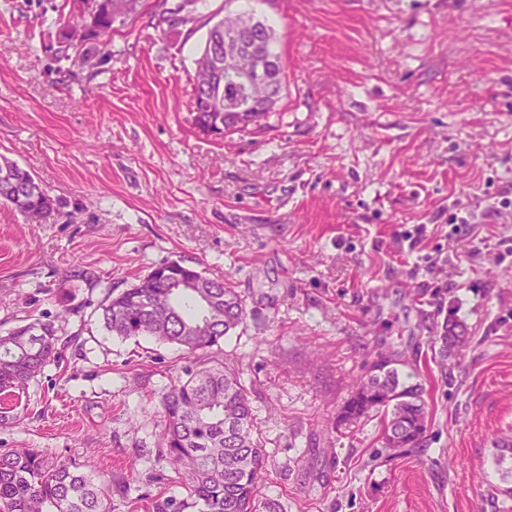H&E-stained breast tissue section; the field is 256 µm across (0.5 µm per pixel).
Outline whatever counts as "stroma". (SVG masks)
<instances>
[{
	"instance_id": "stroma-1",
	"label": "stroma",
	"mask_w": 512,
	"mask_h": 512,
	"mask_svg": "<svg viewBox=\"0 0 512 512\" xmlns=\"http://www.w3.org/2000/svg\"><path fill=\"white\" fill-rule=\"evenodd\" d=\"M139 0L108 64L55 61L70 0H0V155L56 210L0 204V336L56 317L60 357L0 425V448L94 463L112 512L185 489L157 446L178 346L102 325L107 297L181 260L226 278L243 322L213 360L252 389L263 491L287 512H512V0ZM275 30L281 100L204 134L194 59L214 17ZM474 212L452 224L450 211ZM66 319H59V312ZM462 324L440 370L431 336ZM395 360L427 411L385 450L383 417L336 430L367 364Z\"/></svg>"
}]
</instances>
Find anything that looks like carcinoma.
<instances>
[{"label": "carcinoma", "mask_w": 512, "mask_h": 512, "mask_svg": "<svg viewBox=\"0 0 512 512\" xmlns=\"http://www.w3.org/2000/svg\"><path fill=\"white\" fill-rule=\"evenodd\" d=\"M137 0H99L98 14L84 33L83 45L71 50L66 20L58 29V61L90 62L92 43L112 32L120 14L135 10ZM249 27L261 35L270 59L264 100L275 108L283 87L284 66L275 49L271 25L250 13L222 18L207 31L195 59L193 99L203 103L213 90L215 47L224 46V28ZM249 92L233 82L224 85V99L237 106ZM237 112H198L200 129L238 126ZM0 203L39 222L54 210L52 199L30 172L0 156ZM246 316V304L225 279L208 277L177 261L155 266L139 283L108 298L101 306L103 325L121 338L144 337L175 344L189 365L161 399V452L179 476L186 495L152 500V512H286L281 498L260 493L266 450L257 437L251 390L224 364L207 365L204 353L220 344ZM440 356L465 357L468 337L462 325L445 322L433 336ZM54 321L38 317L0 336V394L15 396L59 358ZM384 412V446L397 440L401 450L418 447L426 431L427 413L420 389L400 382L390 362L374 363L366 380L352 392L336 418V427L350 428L373 412ZM95 467L73 469L33 449H0V512H112L109 489L97 481Z\"/></svg>", "instance_id": "obj_1"}]
</instances>
